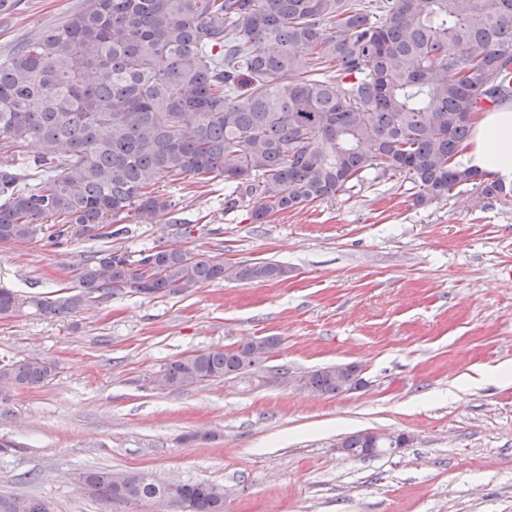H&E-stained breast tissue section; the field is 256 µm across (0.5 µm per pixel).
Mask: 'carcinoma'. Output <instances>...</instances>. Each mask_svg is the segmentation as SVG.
Segmentation results:
<instances>
[{"label": "carcinoma", "instance_id": "cac0c4a2", "mask_svg": "<svg viewBox=\"0 0 512 512\" xmlns=\"http://www.w3.org/2000/svg\"><path fill=\"white\" fill-rule=\"evenodd\" d=\"M512 101V0H85L61 25L0 62V244L32 240L41 226L68 242L69 227L110 237L129 219L149 223L175 203L162 180L224 178V208L250 217L335 197L370 172L408 181L418 205L457 187L509 202L512 188L457 158L472 119ZM35 141L42 152L30 158ZM274 263L225 266L219 254L159 246L94 252L76 285L30 301L45 316L115 296L185 293L202 284L266 281ZM0 288V319L19 312ZM200 351L164 367L174 387L262 372L257 348ZM44 358L0 363V384L42 387ZM307 384L345 393L327 368ZM346 457H368L358 432ZM88 470L79 484L115 508L160 503L166 512H224L206 482L151 484L140 471ZM52 512L39 498L0 495V512Z\"/></svg>", "mask_w": 512, "mask_h": 512}]
</instances>
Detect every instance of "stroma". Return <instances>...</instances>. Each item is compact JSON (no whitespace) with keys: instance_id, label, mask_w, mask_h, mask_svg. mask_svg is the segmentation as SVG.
<instances>
[{"instance_id":"35a3bbf8","label":"stroma","mask_w":512,"mask_h":512,"mask_svg":"<svg viewBox=\"0 0 512 512\" xmlns=\"http://www.w3.org/2000/svg\"><path fill=\"white\" fill-rule=\"evenodd\" d=\"M84 0H19L0 14V62ZM177 202L111 239L48 245L53 225L0 245V288L49 298L91 251L162 245L271 262L287 276L221 281L155 299L127 294L72 317L0 319V363L55 362L39 388L0 387V495L54 512H112L88 469L141 470L224 491V512H512V205L463 188L418 206L410 184L358 186L253 222L224 183L158 185ZM273 336L268 365L355 363L363 389L312 395L252 378L156 388L172 360ZM407 433L352 460L343 436Z\"/></svg>"}]
</instances>
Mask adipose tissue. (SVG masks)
Instances as JSON below:
<instances>
[{"label": "adipose tissue", "mask_w": 512, "mask_h": 512, "mask_svg": "<svg viewBox=\"0 0 512 512\" xmlns=\"http://www.w3.org/2000/svg\"><path fill=\"white\" fill-rule=\"evenodd\" d=\"M461 158L467 167L512 182V106L477 116L473 136Z\"/></svg>", "instance_id": "adipose-tissue-1"}]
</instances>
